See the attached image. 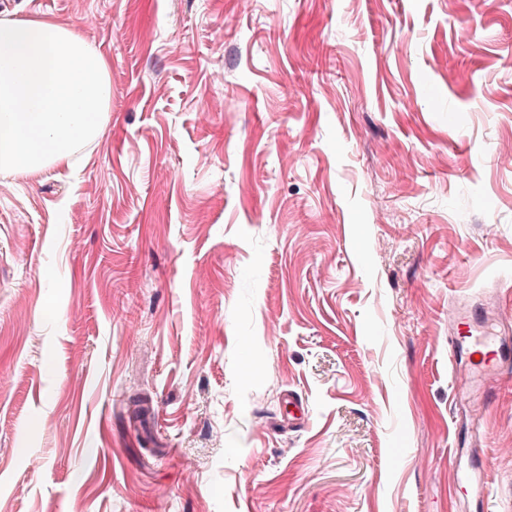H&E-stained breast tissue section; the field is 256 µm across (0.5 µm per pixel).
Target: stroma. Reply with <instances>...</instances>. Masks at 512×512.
<instances>
[{"instance_id":"35a3bbf8","label":"stroma","mask_w":512,"mask_h":512,"mask_svg":"<svg viewBox=\"0 0 512 512\" xmlns=\"http://www.w3.org/2000/svg\"><path fill=\"white\" fill-rule=\"evenodd\" d=\"M0 18L112 84L74 166L0 173V512H512V384L466 506L448 360L462 295L512 309V0Z\"/></svg>"}]
</instances>
